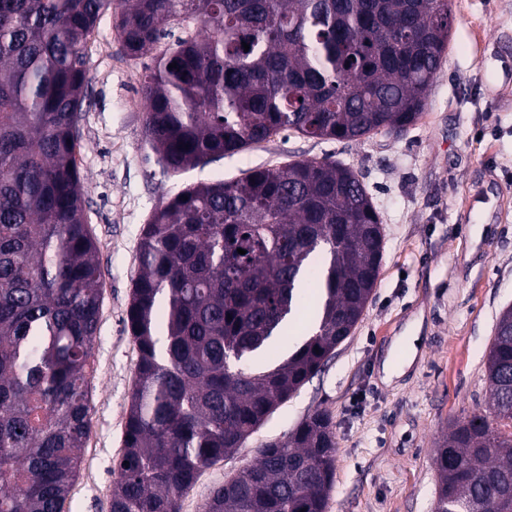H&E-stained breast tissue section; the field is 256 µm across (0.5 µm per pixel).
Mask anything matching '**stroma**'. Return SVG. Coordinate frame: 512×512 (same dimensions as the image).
Returning a JSON list of instances; mask_svg holds the SVG:
<instances>
[{
    "label": "stroma",
    "instance_id": "stroma-1",
    "mask_svg": "<svg viewBox=\"0 0 512 512\" xmlns=\"http://www.w3.org/2000/svg\"><path fill=\"white\" fill-rule=\"evenodd\" d=\"M454 16L441 71L406 134L362 141L283 132L179 174L145 141L142 75L113 11L88 45L89 91L77 161L84 214L97 242L102 302L90 363V431L64 512H111L112 473L124 449L138 348L127 312L142 230L167 195L200 182L237 180L252 168L329 159L352 167L384 225L376 288L353 334L322 370L281 404L237 453L204 468L180 512H203L210 492L286 440L313 410L336 432L327 512H434V450L451 422L488 411L485 363L500 312L512 305V86L486 40L512 45V0H451ZM414 362L392 385L385 361Z\"/></svg>",
    "mask_w": 512,
    "mask_h": 512
}]
</instances>
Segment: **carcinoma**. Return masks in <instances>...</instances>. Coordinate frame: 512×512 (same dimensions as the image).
Segmentation results:
<instances>
[{"instance_id":"cac0c4a2","label":"carcinoma","mask_w":512,"mask_h":512,"mask_svg":"<svg viewBox=\"0 0 512 512\" xmlns=\"http://www.w3.org/2000/svg\"><path fill=\"white\" fill-rule=\"evenodd\" d=\"M109 9L125 55L155 60L145 132L174 172L286 130L403 135L452 23L450 0H0V512H62L89 430L102 272L77 126L88 38ZM384 248L366 187L329 160L166 198L139 244L128 308L139 361L111 512H179L201 470L350 336ZM485 373L492 413L452 422L435 448V512H512V306ZM335 462L332 419L317 409L215 488L205 512H326Z\"/></svg>"}]
</instances>
